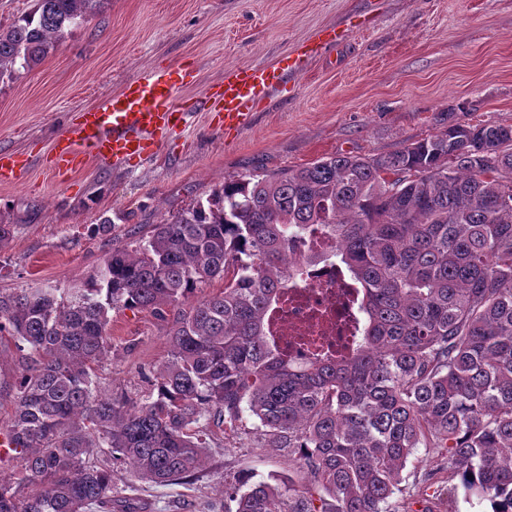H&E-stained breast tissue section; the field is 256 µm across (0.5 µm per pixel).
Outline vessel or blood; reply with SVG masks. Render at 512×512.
<instances>
[{
  "mask_svg": "<svg viewBox=\"0 0 512 512\" xmlns=\"http://www.w3.org/2000/svg\"><path fill=\"white\" fill-rule=\"evenodd\" d=\"M287 81V74L273 67H235L200 107L225 129L238 130L264 106L269 91ZM179 84L172 74L154 70L128 83L102 106L82 113L56 146V167L73 171L91 160L150 155L158 140L189 117L176 100Z\"/></svg>",
  "mask_w": 512,
  "mask_h": 512,
  "instance_id": "obj_1",
  "label": "vessel or blood"
}]
</instances>
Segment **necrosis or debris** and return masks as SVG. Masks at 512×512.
<instances>
[{"instance_id": "1", "label": "necrosis or debris", "mask_w": 512, "mask_h": 512, "mask_svg": "<svg viewBox=\"0 0 512 512\" xmlns=\"http://www.w3.org/2000/svg\"><path fill=\"white\" fill-rule=\"evenodd\" d=\"M268 332L298 363L346 354L358 336L354 286L332 265L305 270L270 310Z\"/></svg>"}]
</instances>
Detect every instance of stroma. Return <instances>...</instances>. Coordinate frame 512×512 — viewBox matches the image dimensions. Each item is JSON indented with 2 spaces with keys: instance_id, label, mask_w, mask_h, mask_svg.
Instances as JSON below:
<instances>
[{
  "instance_id": "obj_1",
  "label": "stroma",
  "mask_w": 512,
  "mask_h": 512,
  "mask_svg": "<svg viewBox=\"0 0 512 512\" xmlns=\"http://www.w3.org/2000/svg\"><path fill=\"white\" fill-rule=\"evenodd\" d=\"M326 29L339 40L305 60L287 91H273L250 124L224 134L208 113L154 154L49 163L52 143L80 112L155 68L196 69L180 98L202 100L227 69L287 65ZM512 123V0H107L49 55L0 85V149L25 159L0 183V290L74 288L115 249H134L224 179L255 168L300 167L339 153L394 152L449 122ZM108 229H101L104 219ZM112 353L96 370L104 396L145 399L167 358L172 313L111 311ZM203 471L158 486L115 466L138 512H210L225 495L294 475L262 448L251 417L212 430Z\"/></svg>"
}]
</instances>
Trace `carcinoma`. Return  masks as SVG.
Segmentation results:
<instances>
[{
    "label": "carcinoma",
    "instance_id": "obj_1",
    "mask_svg": "<svg viewBox=\"0 0 512 512\" xmlns=\"http://www.w3.org/2000/svg\"><path fill=\"white\" fill-rule=\"evenodd\" d=\"M102 3L35 0L0 30V83ZM311 224L334 255L302 250ZM331 260L357 288L360 340L298 365L268 340L267 311L304 267ZM216 278L224 290L196 297ZM185 303L156 394L99 395L109 312ZM7 353L13 414L0 431L23 477L0 473V512H137L112 496V466L159 486L193 477L207 432L245 411L308 482L254 484L232 495L234 512H400L420 448L491 512H512V124L455 122L388 154L228 178L68 296L1 291Z\"/></svg>",
    "mask_w": 512,
    "mask_h": 512
}]
</instances>
